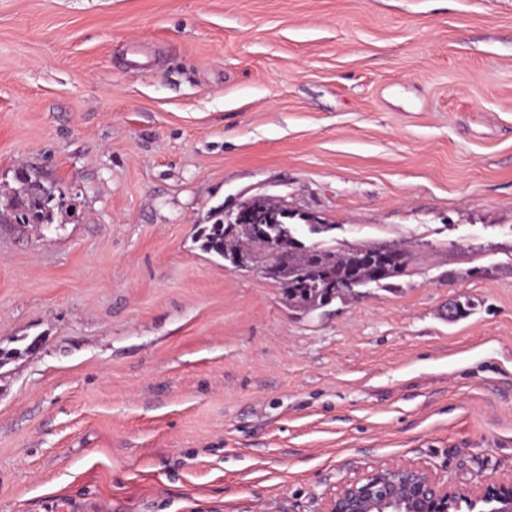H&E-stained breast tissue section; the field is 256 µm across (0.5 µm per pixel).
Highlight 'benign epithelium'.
I'll use <instances>...</instances> for the list:
<instances>
[{
	"label": "benign epithelium",
	"mask_w": 512,
	"mask_h": 512,
	"mask_svg": "<svg viewBox=\"0 0 512 512\" xmlns=\"http://www.w3.org/2000/svg\"><path fill=\"white\" fill-rule=\"evenodd\" d=\"M461 499L489 501L493 512H512V478L450 486L422 464L382 463L329 490L320 512H456Z\"/></svg>",
	"instance_id": "1"
}]
</instances>
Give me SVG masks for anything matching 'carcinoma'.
Returning <instances> with one entry per match:
<instances>
[{
  "label": "carcinoma",
  "mask_w": 512,
  "mask_h": 512,
  "mask_svg": "<svg viewBox=\"0 0 512 512\" xmlns=\"http://www.w3.org/2000/svg\"><path fill=\"white\" fill-rule=\"evenodd\" d=\"M10 218L16 224L44 234L52 224L56 205L54 188L25 168L18 170ZM258 212L274 214L277 222L257 228H235L227 222L224 204L210 209L207 223L198 226L196 241L203 251L240 269H256L281 288L288 303L314 311L339 298H355L361 289L405 274L411 255L401 245L360 246L336 252L319 244L309 246L295 235L290 221L305 215L284 206L277 198L258 196ZM345 290H339V286Z\"/></svg>",
  "instance_id": "obj_1"
}]
</instances>
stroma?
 Returning a JSON list of instances; mask_svg holds the SVG:
<instances>
[{"mask_svg": "<svg viewBox=\"0 0 512 512\" xmlns=\"http://www.w3.org/2000/svg\"><path fill=\"white\" fill-rule=\"evenodd\" d=\"M21 167L63 205L0 222V512L512 478V0H0V202ZM264 192L407 274L288 306L195 240Z\"/></svg>", "mask_w": 512, "mask_h": 512, "instance_id": "obj_1", "label": "stroma"}]
</instances>
